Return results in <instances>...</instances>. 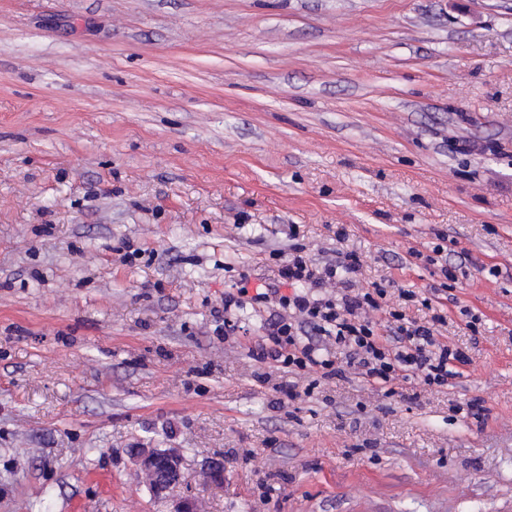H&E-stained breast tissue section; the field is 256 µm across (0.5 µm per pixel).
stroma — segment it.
I'll return each instance as SVG.
<instances>
[{
  "label": "stroma",
  "mask_w": 512,
  "mask_h": 512,
  "mask_svg": "<svg viewBox=\"0 0 512 512\" xmlns=\"http://www.w3.org/2000/svg\"><path fill=\"white\" fill-rule=\"evenodd\" d=\"M293 229L429 297L447 234V390L225 335ZM143 444L201 512H512V0H0V512H172ZM248 276L246 274H240V280L235 284L236 294L228 292L224 294V333L228 331H234L236 329V322L229 319L226 314L231 312L232 307L240 309L242 307L244 297L248 296ZM136 472L155 494L173 492L185 483V459L180 448L130 449Z\"/></svg>",
  "instance_id": "stroma-1"
}]
</instances>
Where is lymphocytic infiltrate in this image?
Wrapping results in <instances>:
<instances>
[{"label": "lymphocytic infiltrate", "mask_w": 512, "mask_h": 512, "mask_svg": "<svg viewBox=\"0 0 512 512\" xmlns=\"http://www.w3.org/2000/svg\"><path fill=\"white\" fill-rule=\"evenodd\" d=\"M275 259L278 275L292 286V294L270 289L249 295L243 277L224 295L228 310L241 308L246 297L282 310L265 336L249 347L255 363L297 375L316 371L324 379L343 377L350 370L387 395L413 382L426 392L441 391L458 366L467 364L464 351L438 336L448 323L443 305L410 289L394 296L380 283L354 287L351 276L360 265L358 255L341 252L335 262L322 265L306 245L295 243ZM416 304L430 309V316L422 321L410 318L408 310Z\"/></svg>", "instance_id": "f902f5d3"}]
</instances>
